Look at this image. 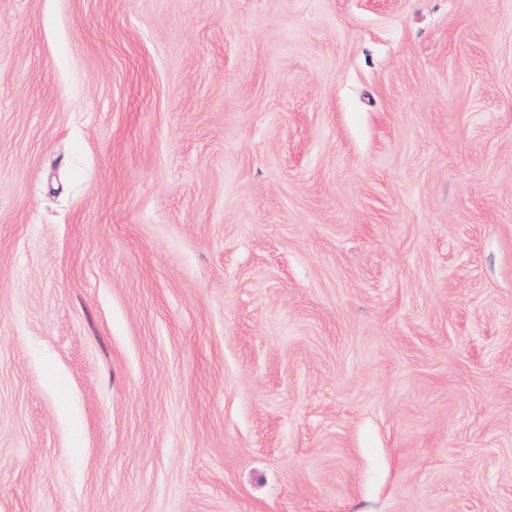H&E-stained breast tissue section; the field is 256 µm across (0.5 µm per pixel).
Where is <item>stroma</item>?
<instances>
[{"instance_id": "obj_1", "label": "stroma", "mask_w": 512, "mask_h": 512, "mask_svg": "<svg viewBox=\"0 0 512 512\" xmlns=\"http://www.w3.org/2000/svg\"><path fill=\"white\" fill-rule=\"evenodd\" d=\"M0 512H512V0H0Z\"/></svg>"}]
</instances>
